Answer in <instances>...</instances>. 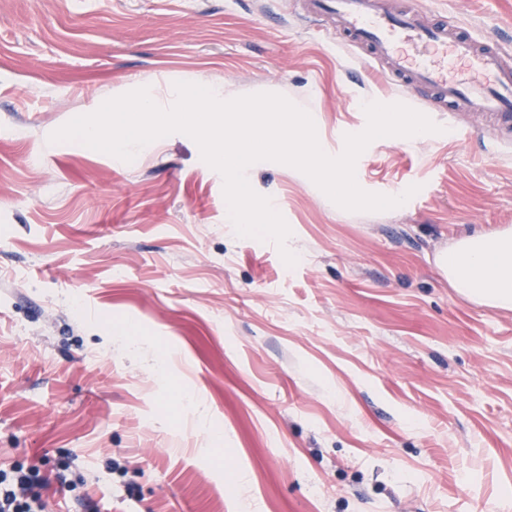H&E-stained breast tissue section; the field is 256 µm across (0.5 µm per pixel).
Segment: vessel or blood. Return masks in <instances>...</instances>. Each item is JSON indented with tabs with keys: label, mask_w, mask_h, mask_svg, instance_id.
<instances>
[{
	"label": "vessel or blood",
	"mask_w": 512,
	"mask_h": 512,
	"mask_svg": "<svg viewBox=\"0 0 512 512\" xmlns=\"http://www.w3.org/2000/svg\"><path fill=\"white\" fill-rule=\"evenodd\" d=\"M302 18L338 34L355 61L394 81L409 99L429 96L434 111L471 112L512 131V51L463 25L429 22L420 0H303Z\"/></svg>",
	"instance_id": "vessel-or-blood-1"
}]
</instances>
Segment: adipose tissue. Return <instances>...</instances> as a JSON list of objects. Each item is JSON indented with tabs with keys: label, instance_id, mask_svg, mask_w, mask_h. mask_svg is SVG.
I'll use <instances>...</instances> for the list:
<instances>
[{
	"label": "adipose tissue",
	"instance_id": "ef3b65f1",
	"mask_svg": "<svg viewBox=\"0 0 512 512\" xmlns=\"http://www.w3.org/2000/svg\"><path fill=\"white\" fill-rule=\"evenodd\" d=\"M438 261L460 295L512 310V230L462 239L440 253Z\"/></svg>",
	"mask_w": 512,
	"mask_h": 512
}]
</instances>
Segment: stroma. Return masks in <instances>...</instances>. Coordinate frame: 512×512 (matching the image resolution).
Wrapping results in <instances>:
<instances>
[{
	"label": "stroma",
	"mask_w": 512,
	"mask_h": 512,
	"mask_svg": "<svg viewBox=\"0 0 512 512\" xmlns=\"http://www.w3.org/2000/svg\"><path fill=\"white\" fill-rule=\"evenodd\" d=\"M512 46V0H424ZM0 0V471L38 467L46 512H512V311L436 256L512 228V138L466 112L373 141L350 212L263 161L292 230L227 224L223 179L175 133L137 164L49 142L104 95L177 82L275 92L331 152L396 99L292 0ZM469 131L459 142L453 127ZM202 399L210 430L197 425Z\"/></svg>",
	"instance_id": "stroma-1"
}]
</instances>
